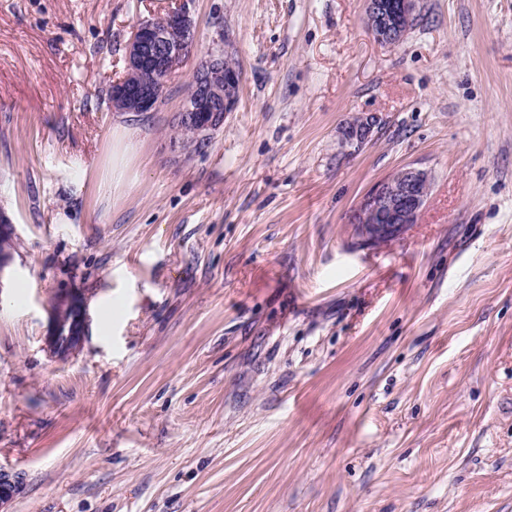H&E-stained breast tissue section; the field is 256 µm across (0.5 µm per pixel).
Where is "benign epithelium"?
I'll return each instance as SVG.
<instances>
[{"mask_svg":"<svg viewBox=\"0 0 512 512\" xmlns=\"http://www.w3.org/2000/svg\"><path fill=\"white\" fill-rule=\"evenodd\" d=\"M418 0H365L368 29L385 45H395L405 36ZM195 46V27L189 13L174 8L159 27L150 20L138 22L126 45V72L112 85V108L119 112H152L163 95L167 78L183 63ZM150 70L155 82L145 84L139 75ZM192 88L180 110L192 136L181 139L183 148L209 140V132L237 104L240 73L224 63L220 48L208 51L191 79ZM375 117L363 116L342 127V144L358 151L368 141ZM432 187L427 169L413 165L394 170L369 192L353 217L360 244L372 247L396 239L416 223ZM51 333L47 347L52 356L68 358L80 352L89 332L87 300L79 292L54 299L50 309ZM22 474L0 468V506L18 491Z\"/></svg>","mask_w":512,"mask_h":512,"instance_id":"obj_1","label":"benign epithelium"}]
</instances>
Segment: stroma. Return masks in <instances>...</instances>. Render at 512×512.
Listing matches in <instances>:
<instances>
[{"label": "stroma", "instance_id": "1", "mask_svg": "<svg viewBox=\"0 0 512 512\" xmlns=\"http://www.w3.org/2000/svg\"><path fill=\"white\" fill-rule=\"evenodd\" d=\"M176 7L194 52L113 111L133 26ZM217 40L238 103L185 149ZM409 164L417 223L358 247ZM0 211V512H512V0H419L393 46L364 0H0ZM376 125L375 117L372 115L363 116L342 127V144L353 149L360 150L368 141ZM431 187L428 169L406 165L394 170L364 197L354 214L360 244L372 247L399 237L416 223ZM51 333L47 347L52 356L68 358L80 352L89 332L87 300L70 292L54 299L50 309Z\"/></svg>", "mask_w": 512, "mask_h": 512}]
</instances>
